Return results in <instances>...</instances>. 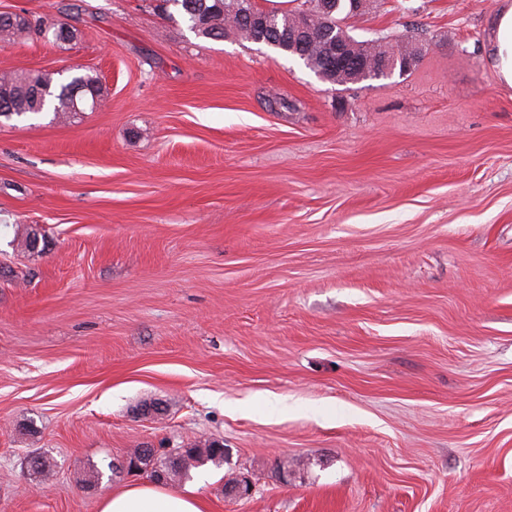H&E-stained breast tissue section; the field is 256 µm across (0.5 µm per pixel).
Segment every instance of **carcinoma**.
Here are the masks:
<instances>
[{"mask_svg": "<svg viewBox=\"0 0 512 512\" xmlns=\"http://www.w3.org/2000/svg\"><path fill=\"white\" fill-rule=\"evenodd\" d=\"M163 9L168 18L179 15L187 27L196 36L206 39H222L231 30L247 40L253 41L262 35L269 41L267 47L295 58H302L311 69L325 71L327 82L344 85L357 81L370 80L367 74L371 65L378 60L393 55L411 52L413 48L403 44L399 39L377 36L369 40L349 37V55L351 62L343 68H336V62L329 54V37L340 33L348 34L343 29V18L350 16L344 11V17L338 14H320L316 11L319 0H304L303 7L285 13L268 12L270 20L266 32L260 34L241 26L227 29V19L238 20L239 14L255 9L254 0H162ZM310 16V36L300 49H288V33L292 32L299 17L306 13ZM43 20L31 21L26 18L12 20L6 13H0V40L11 41L42 30ZM78 95H73L74 90ZM102 96V86L98 77L92 75H75L66 83L57 84L49 73H21L0 76V117L23 116L26 114L53 113L55 120L76 118L74 101L92 100ZM139 467L150 474L155 481L171 483L189 477L194 469L209 463L220 467L227 460L224 446L210 442L204 446L192 444L179 449L168 458L156 457L144 451L137 456Z\"/></svg>", "mask_w": 512, "mask_h": 512, "instance_id": "obj_1", "label": "carcinoma"}]
</instances>
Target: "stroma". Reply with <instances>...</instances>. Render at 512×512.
<instances>
[{"mask_svg": "<svg viewBox=\"0 0 512 512\" xmlns=\"http://www.w3.org/2000/svg\"><path fill=\"white\" fill-rule=\"evenodd\" d=\"M158 3L0 0L78 31L0 72L104 87L0 118V512H98L129 449L213 440L207 512H512L501 0H367L353 35L421 57L343 86Z\"/></svg>", "mask_w": 512, "mask_h": 512, "instance_id": "1", "label": "stroma"}]
</instances>
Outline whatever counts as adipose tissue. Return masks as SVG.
Wrapping results in <instances>:
<instances>
[{
  "mask_svg": "<svg viewBox=\"0 0 512 512\" xmlns=\"http://www.w3.org/2000/svg\"><path fill=\"white\" fill-rule=\"evenodd\" d=\"M487 56L500 82L512 87V0L499 7ZM98 512H205V507L198 487L169 490L139 482L104 495Z\"/></svg>",
  "mask_w": 512,
  "mask_h": 512,
  "instance_id": "1",
  "label": "adipose tissue"
}]
</instances>
